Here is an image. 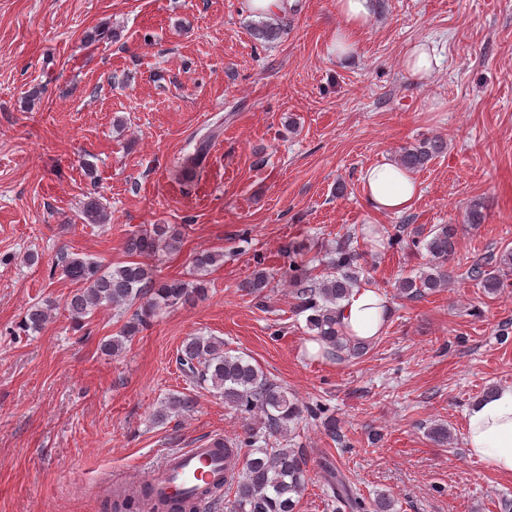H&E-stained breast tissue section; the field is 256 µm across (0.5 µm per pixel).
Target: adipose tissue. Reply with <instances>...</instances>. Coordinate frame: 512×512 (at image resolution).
Wrapping results in <instances>:
<instances>
[{
  "label": "adipose tissue",
  "mask_w": 512,
  "mask_h": 512,
  "mask_svg": "<svg viewBox=\"0 0 512 512\" xmlns=\"http://www.w3.org/2000/svg\"><path fill=\"white\" fill-rule=\"evenodd\" d=\"M343 24L336 32V56L347 57L357 46L369 16V0H337ZM368 208L374 213H400L411 208L418 196L412 173L390 160L368 166L362 173ZM391 305L376 288L353 289L341 301L337 319L352 338L370 341L381 335ZM465 447L469 456L489 465L497 475L512 478V385L495 389L470 405L465 414Z\"/></svg>",
  "instance_id": "ef3b65f1"
}]
</instances>
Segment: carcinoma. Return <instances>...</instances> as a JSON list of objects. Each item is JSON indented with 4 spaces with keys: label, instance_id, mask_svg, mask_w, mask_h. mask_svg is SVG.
<instances>
[{
    "label": "carcinoma",
    "instance_id": "obj_1",
    "mask_svg": "<svg viewBox=\"0 0 512 512\" xmlns=\"http://www.w3.org/2000/svg\"><path fill=\"white\" fill-rule=\"evenodd\" d=\"M285 27L281 19L251 22L253 37L263 43L280 39ZM215 136L216 133L210 132L201 137L188 161L200 164ZM445 149L443 140L426 137L401 148L397 163L409 171L418 170ZM82 213L93 224L107 220L106 208L96 196L87 198ZM458 240L459 229L455 224H438L426 233L415 232L410 244L426 250L428 266L420 275L398 281L400 293L418 299L448 287L456 276L451 261L457 254ZM179 242V229L169 224H153L128 237L125 251L129 260L107 269L91 259L60 254L58 265L63 274L79 285L67 301L71 319L79 323L102 305L125 310L135 308L120 334L103 344L105 351L117 354L124 348L125 341L148 325L161 310L206 298L208 289L204 281L162 280L143 262L161 246L175 247ZM360 260L354 236L347 233L336 247L329 271L318 276L309 269H288V287L292 288L299 312L307 313V328L330 353L350 358L364 356L368 346L362 340L345 336L339 329L336 314L339 302L360 284ZM223 263L221 250L203 251L193 258L194 267L199 271ZM494 263L512 265V249L503 251L495 261L473 262L466 271V279L488 294L499 292L504 282L491 269ZM270 284L269 273L260 268L244 288L259 297ZM50 311L51 305L47 303L32 305L21 329L25 332L42 329ZM177 364L187 378L211 382V387L224 397L228 407L260 416V425L247 427L236 439L226 441L218 437L212 442L213 447L224 449V469L227 470L224 487L234 493L232 512H296L298 496L307 480V461L302 450L284 446L281 438L296 428L304 416L315 417L320 409L289 397L288 391L269 379L259 366L224 352V342L213 337L187 339L178 351ZM193 408L194 402L189 397L171 395L162 402L156 417L163 421L172 413L184 414ZM240 459L242 468L235 473L232 466ZM321 470L326 475V496L338 503L342 512H391L393 509L392 499L384 493L370 502L354 492L332 459L322 458ZM151 494V488L146 486L141 496V506L152 505L151 512H197L194 500L188 495L171 506L153 499Z\"/></svg>",
    "mask_w": 512,
    "mask_h": 512
}]
</instances>
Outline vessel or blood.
<instances>
[{
    "mask_svg": "<svg viewBox=\"0 0 512 512\" xmlns=\"http://www.w3.org/2000/svg\"><path fill=\"white\" fill-rule=\"evenodd\" d=\"M199 478L209 482L224 478L223 456L206 443L171 454L159 469L153 471L148 482L155 496L173 499L191 491Z\"/></svg>",
    "mask_w": 512,
    "mask_h": 512,
    "instance_id": "vessel-or-blood-1",
    "label": "vessel or blood"
}]
</instances>
